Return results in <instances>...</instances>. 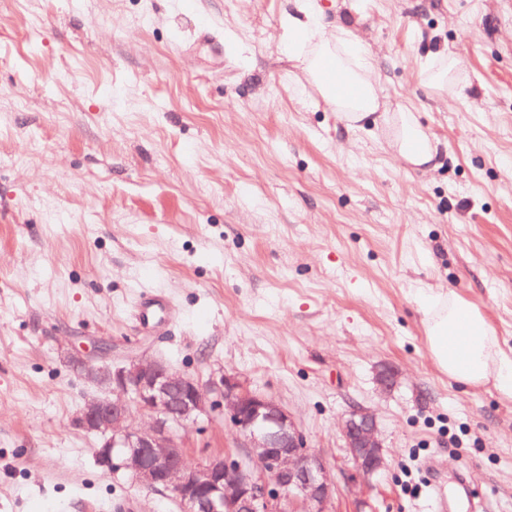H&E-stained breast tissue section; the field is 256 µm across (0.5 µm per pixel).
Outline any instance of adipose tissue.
<instances>
[{"instance_id":"obj_1","label":"adipose tissue","mask_w":512,"mask_h":512,"mask_svg":"<svg viewBox=\"0 0 512 512\" xmlns=\"http://www.w3.org/2000/svg\"><path fill=\"white\" fill-rule=\"evenodd\" d=\"M288 59L301 81L352 130L373 122L391 131L396 155L413 167L433 169L442 152L412 108L390 113L381 100L378 69L351 29L328 20L319 0H293L288 15ZM424 322L431 358L449 379L466 387L493 384L512 393V357L499 346L486 316L456 292L427 296Z\"/></svg>"}]
</instances>
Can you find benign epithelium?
<instances>
[{
	"instance_id": "1",
	"label": "benign epithelium",
	"mask_w": 512,
	"mask_h": 512,
	"mask_svg": "<svg viewBox=\"0 0 512 512\" xmlns=\"http://www.w3.org/2000/svg\"><path fill=\"white\" fill-rule=\"evenodd\" d=\"M104 394L88 399L77 418L101 438L100 467L171 493L180 512H334L336 480L326 459L310 448L294 416L277 400L220 372L207 387L157 359L85 367ZM146 413L145 427L131 422ZM224 416L244 453L210 454L187 463L179 432L214 413ZM351 479L365 481L387 465L374 414L349 412L341 425Z\"/></svg>"
}]
</instances>
